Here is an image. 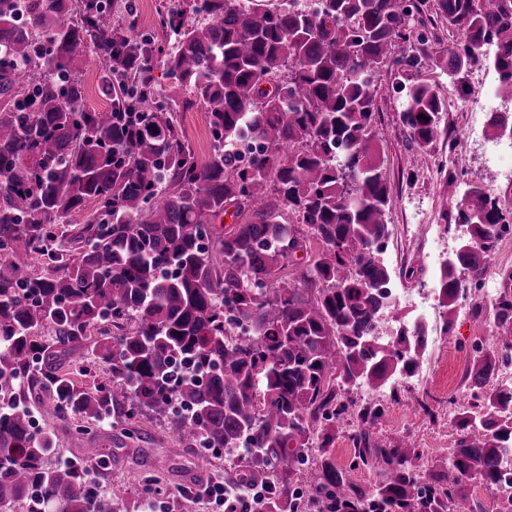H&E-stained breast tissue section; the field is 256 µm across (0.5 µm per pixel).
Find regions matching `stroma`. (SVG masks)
<instances>
[{
  "label": "stroma",
  "mask_w": 512,
  "mask_h": 512,
  "mask_svg": "<svg viewBox=\"0 0 512 512\" xmlns=\"http://www.w3.org/2000/svg\"><path fill=\"white\" fill-rule=\"evenodd\" d=\"M425 79L435 84L446 101L448 109L442 121L453 125L460 145L455 165L462 168L464 177L455 182L449 181L444 171L433 177L427 174L447 151V137H440L432 151L423 155L409 149L405 142L399 120L405 99L403 89ZM379 81L382 92L375 135L393 188L387 213L390 235L381 257L394 273L396 286L410 292L434 284L437 270L428 264L430 255H450L459 245L464 228L455 222L456 204L465 189L485 186L503 205L512 208V181L501 176L491 154L492 148L512 147V140L494 134L490 115L484 109L482 89L496 82L491 67H473L463 90L424 65L405 68L396 75L380 72ZM503 333L492 317L479 319L471 310L456 309L448 346L428 347L420 376L402 383L399 401L364 389L352 390L351 397L359 402L377 399L387 405L376 427L379 441L398 443L409 439L422 448L426 460L447 457L458 438L448 413L456 397L470 393L464 380L465 365L450 363L448 354L454 351L472 357L475 342L491 346ZM421 400L429 404L430 414L416 412ZM29 408L39 416L40 427L55 435L59 456L75 460L81 457L73 436L78 429H85V441L101 450L99 460L88 466V486L97 496L126 501L136 512H149L140 493L148 483L178 496L181 512H209L207 505L195 498L196 489L213 475L230 471L227 456L198 444L184 446L169 435L162 421L149 416L140 415L120 425L109 417L88 423L74 414L44 420L40 417L43 405L33 402Z\"/></svg>",
  "instance_id": "35a3bbf8"
}]
</instances>
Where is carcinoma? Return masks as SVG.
I'll return each instance as SVG.
<instances>
[{"label": "carcinoma", "mask_w": 512, "mask_h": 512, "mask_svg": "<svg viewBox=\"0 0 512 512\" xmlns=\"http://www.w3.org/2000/svg\"><path fill=\"white\" fill-rule=\"evenodd\" d=\"M180 2L159 15L162 41L137 32L131 5L114 24L103 0H0V512H122L90 492L85 463L51 464L54 436L26 408L39 389L54 416L148 414L233 454L228 491H261L263 512H482L469 487L499 490L512 457V387L485 391L511 336L474 345L465 380L484 413L459 410L455 448L422 471L412 442L375 439L383 404L347 397L389 386L399 401L426 350L420 327L377 336L391 279L377 77L412 38L407 0ZM436 6L456 35L409 63L458 84L486 63L512 92V0ZM85 48L103 65L104 110L84 105ZM198 104L205 161L178 120ZM445 109L430 82L407 89L400 122L419 153ZM90 203L81 250L55 246ZM507 214L481 186L459 202L467 238L441 271L444 334L461 275L485 274ZM491 314L512 325L511 288ZM88 339L110 392L66 364ZM342 420L362 465L382 467L377 483L336 464Z\"/></svg>", "instance_id": "cac0c4a2"}]
</instances>
